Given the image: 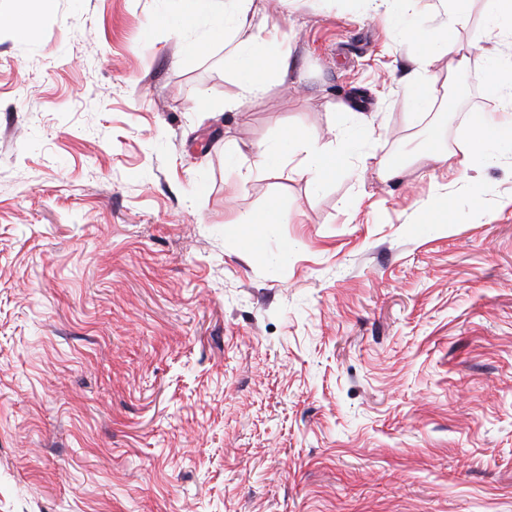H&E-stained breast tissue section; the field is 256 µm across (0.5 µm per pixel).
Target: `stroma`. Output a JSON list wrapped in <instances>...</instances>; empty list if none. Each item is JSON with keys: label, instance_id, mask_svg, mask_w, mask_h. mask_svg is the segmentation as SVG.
<instances>
[{"label": "stroma", "instance_id": "1", "mask_svg": "<svg viewBox=\"0 0 512 512\" xmlns=\"http://www.w3.org/2000/svg\"><path fill=\"white\" fill-rule=\"evenodd\" d=\"M174 7L0 29V512H512V151L477 204L423 158L431 127L456 150L499 116L471 102L485 60L420 110L366 0H254L296 68L214 114L224 47L186 55ZM293 126L374 134L322 187L242 179ZM367 154L404 171L357 180ZM274 202L292 221L241 253ZM288 212L276 203H271L264 211L241 217L235 224H240L236 232V243L239 250L245 254L258 253L255 228L268 224L285 223Z\"/></svg>", "mask_w": 512, "mask_h": 512}]
</instances>
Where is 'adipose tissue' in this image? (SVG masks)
<instances>
[{
	"label": "adipose tissue",
	"mask_w": 512,
	"mask_h": 512,
	"mask_svg": "<svg viewBox=\"0 0 512 512\" xmlns=\"http://www.w3.org/2000/svg\"><path fill=\"white\" fill-rule=\"evenodd\" d=\"M415 0H368L374 15L388 21L398 42L414 45L412 71L401 84L417 105H426L437 83L432 67L437 60L449 58V75L467 68V56L453 57L455 35L469 22L470 0H440L442 20L436 26L409 18L408 12ZM253 0H179V10L172 17L173 25L193 30L201 13H208L209 22L203 36L186 44L187 54L195 55L216 41L224 42L227 52L224 64L233 71L238 92L225 99L223 109L239 111L244 100L265 94L272 84H282L295 68L291 52L280 39L275 24L268 18H254ZM484 56L492 77L487 85L491 97L504 102L500 118H479L472 126L470 139L463 151L461 169H468L472 156L492 158V146L512 143V56L503 58L492 50ZM253 166L250 175H261L294 162L298 174L318 180L336 170V152L321 144L302 129L292 128L272 144L253 148ZM288 213L277 204L264 211L241 217L236 232V243L243 253L257 254L256 227L281 224Z\"/></svg>",
	"instance_id": "adipose-tissue-1"
}]
</instances>
